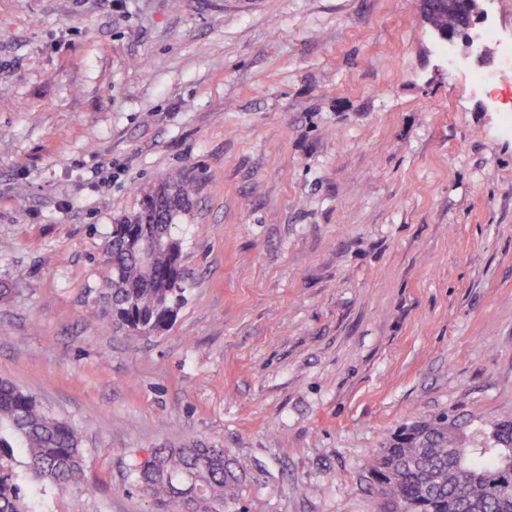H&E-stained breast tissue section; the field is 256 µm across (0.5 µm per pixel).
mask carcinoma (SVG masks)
Instances as JSON below:
<instances>
[{
	"label": "carcinoma",
	"mask_w": 512,
	"mask_h": 512,
	"mask_svg": "<svg viewBox=\"0 0 512 512\" xmlns=\"http://www.w3.org/2000/svg\"><path fill=\"white\" fill-rule=\"evenodd\" d=\"M180 200L193 202V186L182 174L165 177ZM138 224L136 218L112 225L104 262L108 291L103 312L134 335L160 333L183 302L182 241L172 228ZM155 246L145 258L138 241ZM27 458L31 478L51 488L77 485L83 475L81 437L71 424L44 410L27 392L0 380V512H35L26 501L12 464L14 449ZM512 416L487 429L466 431L446 413L396 429L367 462L369 473L386 477L376 485L387 509L406 503L409 512H512ZM198 478L193 497L180 500L173 479ZM132 485L150 498L157 512H226L242 484L233 459L203 442L155 448L130 469Z\"/></svg>",
	"instance_id": "obj_1"
}]
</instances>
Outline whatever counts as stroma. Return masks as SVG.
<instances>
[{"instance_id": "1", "label": "stroma", "mask_w": 512, "mask_h": 512, "mask_svg": "<svg viewBox=\"0 0 512 512\" xmlns=\"http://www.w3.org/2000/svg\"><path fill=\"white\" fill-rule=\"evenodd\" d=\"M449 70L417 0H0V379L82 438L83 492L202 440L227 512H380L400 425L512 415V69ZM493 71L492 105L473 75ZM181 171L185 301L116 329L104 243Z\"/></svg>"}]
</instances>
